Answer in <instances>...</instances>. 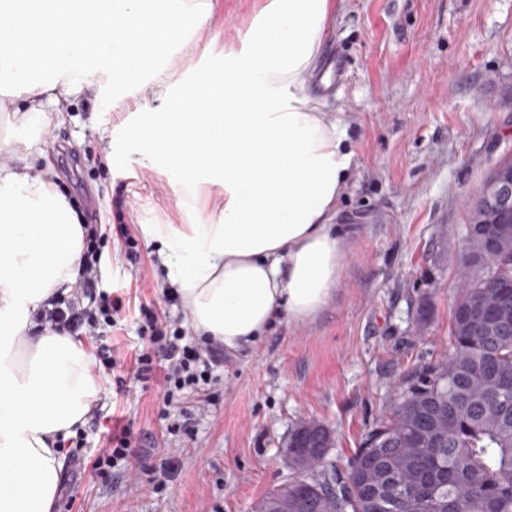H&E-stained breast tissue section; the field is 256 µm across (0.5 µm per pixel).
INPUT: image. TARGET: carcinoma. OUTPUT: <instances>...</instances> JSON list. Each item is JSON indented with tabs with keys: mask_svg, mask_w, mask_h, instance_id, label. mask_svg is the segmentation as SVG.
I'll list each match as a JSON object with an SVG mask.
<instances>
[{
	"mask_svg": "<svg viewBox=\"0 0 512 512\" xmlns=\"http://www.w3.org/2000/svg\"><path fill=\"white\" fill-rule=\"evenodd\" d=\"M484 212L468 205L461 291L448 355L404 376L385 420L341 470L321 452L325 428L288 434V466L304 476L253 512H512V322L486 324L484 304L512 308V224L487 261Z\"/></svg>",
	"mask_w": 512,
	"mask_h": 512,
	"instance_id": "obj_1",
	"label": "carcinoma"
}]
</instances>
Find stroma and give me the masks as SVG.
Masks as SVG:
<instances>
[{"label":"stroma","instance_id":"35a3bbf8","mask_svg":"<svg viewBox=\"0 0 512 512\" xmlns=\"http://www.w3.org/2000/svg\"><path fill=\"white\" fill-rule=\"evenodd\" d=\"M264 0H218L213 54L180 58L168 83L194 81L242 51ZM350 61L346 88L327 111L346 127L354 153L336 221L352 225L336 292L312 320H281L255 348L224 353V383L180 394L163 407L157 384L133 378L141 347L140 307L187 326L169 286L159 246L119 242L117 221L205 224L207 209L180 204L169 174L146 160L125 129L165 106L151 77L142 85L106 81V108L75 95L63 122L43 138L57 186L87 214L99 200L102 259L97 291L122 290L127 315L108 337L115 367L98 366L101 392L82 430L90 448L121 425L140 440L137 458L101 482L85 472L59 488L54 512H252L267 492L292 481L281 454L302 421L327 427L329 457L350 460L385 416L394 385L448 347L458 295L467 209L488 173L512 158V0H340L323 38ZM118 149L123 164L104 156ZM431 285H424V278ZM429 316L419 321L420 299ZM196 413L192 435L174 431L181 409ZM178 473L160 476L166 458Z\"/></svg>","mask_w":512,"mask_h":512}]
</instances>
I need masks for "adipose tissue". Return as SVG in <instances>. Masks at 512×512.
Listing matches in <instances>:
<instances>
[{"instance_id": "obj_1", "label": "adipose tissue", "mask_w": 512, "mask_h": 512, "mask_svg": "<svg viewBox=\"0 0 512 512\" xmlns=\"http://www.w3.org/2000/svg\"><path fill=\"white\" fill-rule=\"evenodd\" d=\"M215 0H0V112L46 131L97 77L138 82L175 54L211 51ZM336 0H270L247 53L182 85L176 111L129 131L209 224H145L194 330L238 350L280 317H316L336 289L349 229L336 221L351 173L346 127L307 91ZM37 137L0 162V512H52L61 440L99 399L90 355L37 314L67 292L84 252L54 174L31 172Z\"/></svg>"}]
</instances>
